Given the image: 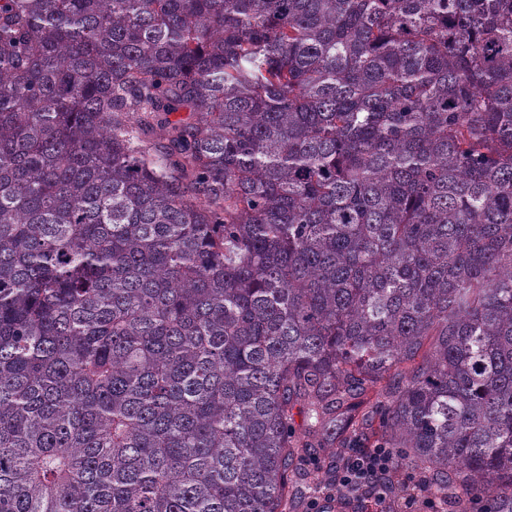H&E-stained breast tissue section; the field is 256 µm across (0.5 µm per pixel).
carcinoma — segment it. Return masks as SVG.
Wrapping results in <instances>:
<instances>
[{"mask_svg":"<svg viewBox=\"0 0 512 512\" xmlns=\"http://www.w3.org/2000/svg\"><path fill=\"white\" fill-rule=\"evenodd\" d=\"M378 445L512 512V0H0V512Z\"/></svg>","mask_w":512,"mask_h":512,"instance_id":"obj_1","label":"carcinoma"}]
</instances>
